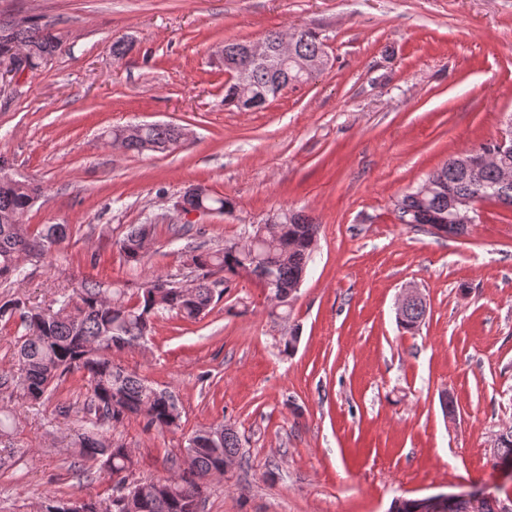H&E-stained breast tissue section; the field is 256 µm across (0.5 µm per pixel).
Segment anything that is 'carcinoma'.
<instances>
[{
  "label": "carcinoma",
  "mask_w": 512,
  "mask_h": 512,
  "mask_svg": "<svg viewBox=\"0 0 512 512\" xmlns=\"http://www.w3.org/2000/svg\"><path fill=\"white\" fill-rule=\"evenodd\" d=\"M51 21L32 22L15 28L0 24V57L15 44L30 53L29 68L36 69L49 56L61 51L62 43L53 33ZM295 55L312 61L324 52L320 35L308 28L291 33ZM282 34L266 37L270 50L266 60L250 65L248 87L233 82L225 88L224 106L239 112H251L265 105L289 85L303 84L318 71H302L284 65L276 50ZM243 61L242 43L224 42V69ZM106 137L123 139L126 149L137 152L165 150L181 143L182 132L175 126L151 124L127 133V127L116 126ZM427 178L436 184L428 205L421 207L403 194L398 202L418 209L417 224H432L448 212V196L468 194L472 188L452 156ZM484 197L506 195L512 198V182L503 185L502 176L494 166L483 171ZM37 188L26 180H0V282L7 283L24 275L21 261L42 257L67 238V226L50 224L30 233L15 220L34 204ZM194 207L229 214L236 208L233 199L214 196L205 190L189 199ZM284 210L265 224L261 241L248 248L238 242H226L213 249L204 242L189 244L185 249V265L194 273L191 283L155 275L148 280L136 299L126 297L122 288L104 289L92 281H84L76 296L63 297L52 314L28 308L26 302L13 297L0 304V318L8 322L17 317L24 333L18 337L17 363L11 372L0 375V389H11L30 402L49 399L67 376L81 372L88 379V395L84 403L81 432L70 448V457L85 468L87 475L99 472L116 480L105 507L88 503V512H199L205 492L204 479L224 470L232 459L244 465L240 456L241 440L231 427L212 425L195 431L186 450L193 455L189 469L150 481L151 498L138 497L137 485L128 482L135 469L130 449L114 441L109 430L131 417H140L149 428L170 430L179 427L181 408L176 394L156 389L145 379L126 371L113 360V355L139 344L151 334L153 318L160 311L174 312L187 320H196L207 313L218 294L216 286L230 288L237 278L251 273L267 272L278 290L288 292L304 278L310 261L319 225L306 215L288 220ZM154 224L146 220L132 225L121 240V251L127 262L141 263L152 239ZM426 310L411 306L398 316L399 325L412 331L419 327ZM494 457L512 460V428L501 433ZM70 499L44 497L39 512H68Z\"/></svg>",
  "instance_id": "carcinoma-1"
}]
</instances>
